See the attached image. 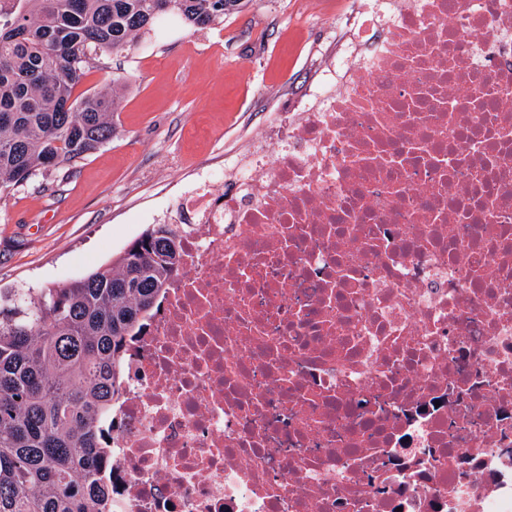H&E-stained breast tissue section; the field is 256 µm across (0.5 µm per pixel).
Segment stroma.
Returning a JSON list of instances; mask_svg holds the SVG:
<instances>
[{"label":"stroma","instance_id":"35a3bbf8","mask_svg":"<svg viewBox=\"0 0 512 512\" xmlns=\"http://www.w3.org/2000/svg\"><path fill=\"white\" fill-rule=\"evenodd\" d=\"M350 0H242L223 23L168 21L85 85L125 86L115 132L72 168L0 195V289L60 286L111 264L180 195L308 90Z\"/></svg>","mask_w":512,"mask_h":512}]
</instances>
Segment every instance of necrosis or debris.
Returning <instances> with one entry per match:
<instances>
[{"label": "necrosis or debris", "instance_id": "4bbe7bcc", "mask_svg": "<svg viewBox=\"0 0 512 512\" xmlns=\"http://www.w3.org/2000/svg\"><path fill=\"white\" fill-rule=\"evenodd\" d=\"M359 14L167 216L111 512H512V0Z\"/></svg>", "mask_w": 512, "mask_h": 512}]
</instances>
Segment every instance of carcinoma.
<instances>
[{
    "mask_svg": "<svg viewBox=\"0 0 512 512\" xmlns=\"http://www.w3.org/2000/svg\"><path fill=\"white\" fill-rule=\"evenodd\" d=\"M240 0H0V194L64 170L112 140L123 79L79 91L105 56L173 14L196 30ZM172 224H155L104 269L0 293V512H106L102 421L122 353L178 273Z\"/></svg>",
    "mask_w": 512,
    "mask_h": 512,
    "instance_id": "cac0c4a2",
    "label": "carcinoma"
}]
</instances>
